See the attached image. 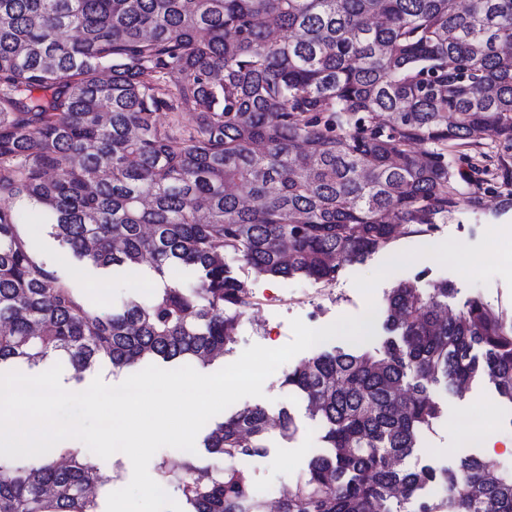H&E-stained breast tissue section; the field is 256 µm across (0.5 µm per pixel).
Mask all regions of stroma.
I'll return each mask as SVG.
<instances>
[{
	"label": "stroma",
	"mask_w": 512,
	"mask_h": 512,
	"mask_svg": "<svg viewBox=\"0 0 512 512\" xmlns=\"http://www.w3.org/2000/svg\"><path fill=\"white\" fill-rule=\"evenodd\" d=\"M501 149L491 140L467 150L464 156L454 158L455 168L469 175L485 179L486 188L481 202L475 207H461L448 223L438 225L432 233L437 242L453 238L474 244L490 227L512 225V156L501 158ZM27 232L36 248L60 274L78 288L88 304L100 311L118 309L124 302L136 298L146 300L155 279L146 269H113L104 273L65 255L57 244L42 231L40 225L31 224ZM425 238L408 231L398 233L386 248L364 260L346 264L335 281L316 282L306 278H272L250 276L248 288L254 307L238 320L233 341L223 359L214 363L196 364V371L214 373L224 364L236 361L242 352L253 344L279 348L293 338L290 321L293 318L308 320L312 308H319V326H326L343 315L361 314L366 301L353 279L368 275L392 256L420 247ZM441 279L452 282L455 291L448 299L451 310H460L465 303L478 299L492 308L512 311V287L501 277H494L489 284L472 285L458 273L444 268L435 260L423 257L405 268L397 270L383 280L374 290L376 306H383L386 296L398 283L408 282L425 290ZM283 370H276L263 384L264 395L257 403L270 413L288 407L294 417L295 430L281 435L271 431L266 440L265 454L250 463L253 484L262 497H269L279 489L293 486L301 480L310 458L323 449L322 429L309 413L306 400L283 382ZM436 393L442 407L438 421L423 432L417 448L405 464L410 468L432 465L439 469H454L461 457L475 455L502 472L512 471V405L502 402L488 380L474 381L464 396L453 390L437 386ZM482 412L496 438L494 448H487L483 432L462 436L456 423L464 414Z\"/></svg>",
	"instance_id": "35a3bbf8"
}]
</instances>
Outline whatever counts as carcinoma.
<instances>
[{
	"mask_svg": "<svg viewBox=\"0 0 512 512\" xmlns=\"http://www.w3.org/2000/svg\"><path fill=\"white\" fill-rule=\"evenodd\" d=\"M512 0H0V365L50 358L80 380L107 361L179 365L222 356L257 276L333 282L400 226L443 224L476 199L448 148L512 149ZM42 95L36 96L34 92ZM191 112L186 127L180 114ZM43 224L99 269L147 268L145 302L90 309L23 231ZM288 258H283V243ZM194 270L191 288L173 269ZM454 288L401 282L384 351L319 352L284 383L320 420L325 451L278 512H512V472L403 461L440 408L429 385L479 378L512 403V313L478 299L445 318ZM291 434L288 408L223 417L203 445L157 465L186 512H265L247 461ZM112 480L63 448L0 457V512H99ZM438 481L441 502L417 499Z\"/></svg>",
	"mask_w": 512,
	"mask_h": 512,
	"instance_id": "1",
	"label": "carcinoma"
}]
</instances>
